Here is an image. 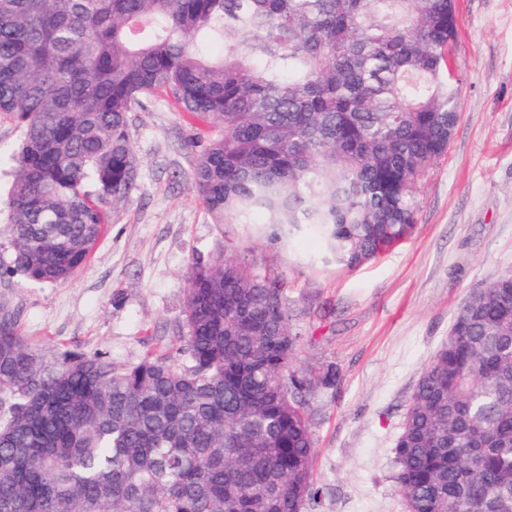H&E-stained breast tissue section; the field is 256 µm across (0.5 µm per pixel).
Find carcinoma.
I'll use <instances>...</instances> for the list:
<instances>
[{"label":"carcinoma","instance_id":"obj_1","mask_svg":"<svg viewBox=\"0 0 512 512\" xmlns=\"http://www.w3.org/2000/svg\"><path fill=\"white\" fill-rule=\"evenodd\" d=\"M453 0H0V114L21 134L0 277L68 282L137 186L130 116L211 124L194 183L216 222L316 238L358 266L415 223L460 116ZM175 354L45 358L0 306V512H321L283 288L192 259ZM407 512H512V285L457 310L394 443ZM277 494L267 497L268 489Z\"/></svg>","mask_w":512,"mask_h":512}]
</instances>
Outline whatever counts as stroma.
I'll return each instance as SVG.
<instances>
[{
  "instance_id": "35a3bbf8",
  "label": "stroma",
  "mask_w": 512,
  "mask_h": 512,
  "mask_svg": "<svg viewBox=\"0 0 512 512\" xmlns=\"http://www.w3.org/2000/svg\"><path fill=\"white\" fill-rule=\"evenodd\" d=\"M456 9L460 119L419 181L404 240L354 269L314 266L315 239L285 247L252 225L216 223L195 188L192 131L160 98L132 115L138 187L86 264L65 284L0 281L21 335L46 355L135 363L184 335L191 259L239 260L282 284L302 365L341 371L335 389L308 401L323 512H405L393 446L408 398L467 296L512 276V0Z\"/></svg>"
}]
</instances>
